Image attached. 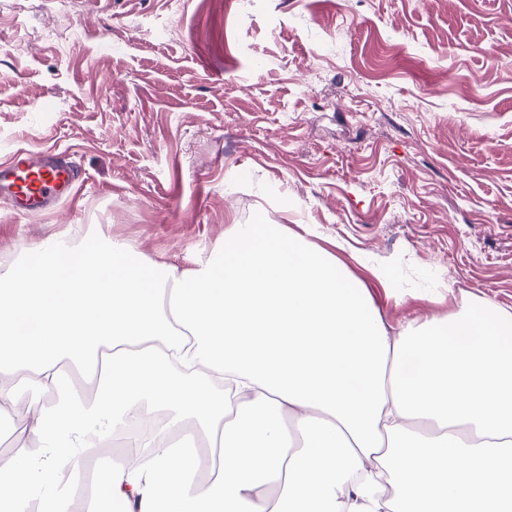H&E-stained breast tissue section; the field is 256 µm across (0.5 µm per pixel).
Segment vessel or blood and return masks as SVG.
Masks as SVG:
<instances>
[{
  "mask_svg": "<svg viewBox=\"0 0 512 512\" xmlns=\"http://www.w3.org/2000/svg\"><path fill=\"white\" fill-rule=\"evenodd\" d=\"M75 170L73 162L63 158L34 162L16 153L10 166L0 168V196L22 213L52 210L56 200L72 191Z\"/></svg>",
  "mask_w": 512,
  "mask_h": 512,
  "instance_id": "1",
  "label": "vessel or blood"
}]
</instances>
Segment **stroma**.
<instances>
[{
  "mask_svg": "<svg viewBox=\"0 0 512 512\" xmlns=\"http://www.w3.org/2000/svg\"><path fill=\"white\" fill-rule=\"evenodd\" d=\"M20 149L80 177L49 213L0 200V275L54 236L184 268L280 224L340 243L389 334L512 314V0H0Z\"/></svg>",
  "mask_w": 512,
  "mask_h": 512,
  "instance_id": "stroma-1",
  "label": "stroma"
}]
</instances>
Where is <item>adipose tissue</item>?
<instances>
[{
  "label": "adipose tissue",
  "mask_w": 512,
  "mask_h": 512,
  "mask_svg": "<svg viewBox=\"0 0 512 512\" xmlns=\"http://www.w3.org/2000/svg\"><path fill=\"white\" fill-rule=\"evenodd\" d=\"M0 415L21 420L0 512H512V315L389 335L279 224L234 225L185 269L59 240L0 276ZM134 416L155 433L126 435Z\"/></svg>",
  "instance_id": "adipose-tissue-1"
}]
</instances>
